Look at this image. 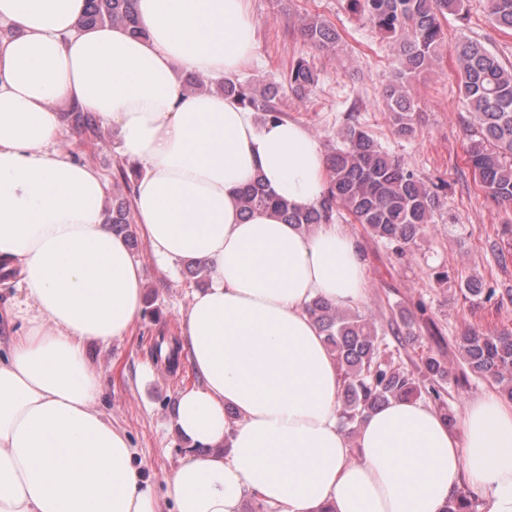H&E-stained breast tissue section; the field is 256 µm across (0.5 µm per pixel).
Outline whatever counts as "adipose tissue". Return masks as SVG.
<instances>
[{
	"label": "adipose tissue",
	"mask_w": 512,
	"mask_h": 512,
	"mask_svg": "<svg viewBox=\"0 0 512 512\" xmlns=\"http://www.w3.org/2000/svg\"><path fill=\"white\" fill-rule=\"evenodd\" d=\"M147 35L84 24L87 0H0V283L32 309L0 348V512H160L126 431L99 408L90 345L130 336L144 281L106 222L109 177L77 157L63 110L94 114L135 173L138 235L168 262L209 271L181 318L199 378L172 426L187 443L165 478L174 512H445L461 476L483 512H512V400L489 388L458 428L419 399L338 419L342 377L307 308H358L364 263L351 231L311 232L243 212L262 178L318 206L326 158L299 121L258 122L217 82L253 64L251 0H135ZM210 86L185 88L186 74Z\"/></svg>",
	"instance_id": "ef3b65f1"
}]
</instances>
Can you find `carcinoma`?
I'll return each instance as SVG.
<instances>
[{
  "mask_svg": "<svg viewBox=\"0 0 512 512\" xmlns=\"http://www.w3.org/2000/svg\"><path fill=\"white\" fill-rule=\"evenodd\" d=\"M346 10L365 20L371 29L396 46L390 77L384 87L386 112L395 132L412 137L417 131V115L411 94L412 77L430 71L448 38L444 20L459 14L464 0H344ZM489 16L494 25L512 29V0H489ZM85 24L121 26L134 35L144 34L134 0H88ZM301 38L322 50L342 49L340 33L318 16L298 19ZM459 89L466 101L475 129L467 150V161L478 176L480 188L494 200L512 206V66H507L484 45L463 41L457 47ZM320 75L306 60L294 61L284 82L226 80L224 94L240 104L261 112L265 119L284 118L281 98L289 93L302 103L313 93ZM71 134L81 144L104 140L99 120L91 113L71 109L64 113ZM330 181L327 195L317 207L293 209L256 180L242 192L246 212L272 210L289 224L306 229L316 224H332L343 211L363 224L373 237L403 255L413 250L435 223L439 207V186L427 184L399 157L387 151L359 123L350 121L336 136V148L327 158ZM112 179L126 192L112 195L108 221L112 230L124 235L130 245L137 242L132 214V181L118 164ZM465 299L474 305L490 300L496 289L478 279L461 285ZM325 342L335 356L344 379L339 418L348 435L370 410L392 398L433 397L448 422V404L436 384L448 378L446 363L429 355L421 361L419 373L432 383L422 386L415 374L380 360V341L374 316L363 310H343L322 300L308 307ZM458 348L470 373L493 379L500 392L512 399V333L470 331L460 337ZM155 357L168 369L179 367L177 339L160 340Z\"/></svg>",
  "mask_w": 512,
  "mask_h": 512,
  "instance_id": "cac0c4a2",
  "label": "carcinoma"
}]
</instances>
